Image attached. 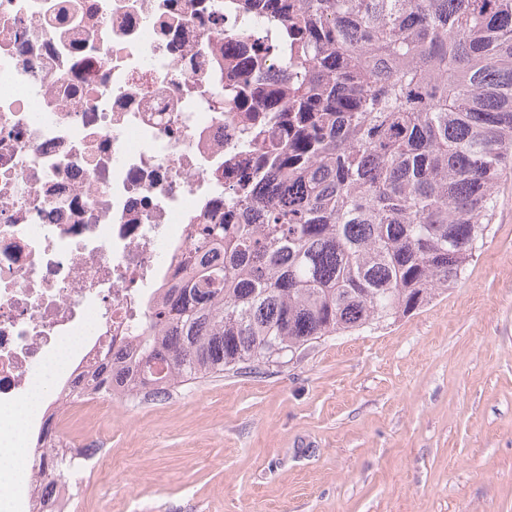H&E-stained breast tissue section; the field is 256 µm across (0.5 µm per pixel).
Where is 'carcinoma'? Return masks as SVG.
<instances>
[{"label": "carcinoma", "mask_w": 512, "mask_h": 512, "mask_svg": "<svg viewBox=\"0 0 512 512\" xmlns=\"http://www.w3.org/2000/svg\"><path fill=\"white\" fill-rule=\"evenodd\" d=\"M275 23L286 84L217 111L262 116L252 178L224 189L186 279L151 307L135 357L91 378L164 397L188 381L378 329L448 291L492 223L512 162V0H245Z\"/></svg>", "instance_id": "carcinoma-1"}]
</instances>
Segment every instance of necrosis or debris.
<instances>
[{
  "label": "necrosis or debris",
  "mask_w": 512,
  "mask_h": 512,
  "mask_svg": "<svg viewBox=\"0 0 512 512\" xmlns=\"http://www.w3.org/2000/svg\"><path fill=\"white\" fill-rule=\"evenodd\" d=\"M277 35L242 0H0V454L64 345L28 428L64 437L75 408H109L86 378L186 275L248 173L252 115L215 104L243 78V45ZM49 457L27 448L14 512H66L68 490L41 500Z\"/></svg>",
  "instance_id": "4bbe7bcc"
}]
</instances>
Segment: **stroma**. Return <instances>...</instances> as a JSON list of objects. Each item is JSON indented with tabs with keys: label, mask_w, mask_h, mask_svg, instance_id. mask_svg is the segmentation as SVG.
Masks as SVG:
<instances>
[{
	"label": "stroma",
	"mask_w": 512,
	"mask_h": 512,
	"mask_svg": "<svg viewBox=\"0 0 512 512\" xmlns=\"http://www.w3.org/2000/svg\"><path fill=\"white\" fill-rule=\"evenodd\" d=\"M110 415L77 512H512V165L446 294Z\"/></svg>",
	"instance_id": "obj_1"
}]
</instances>
